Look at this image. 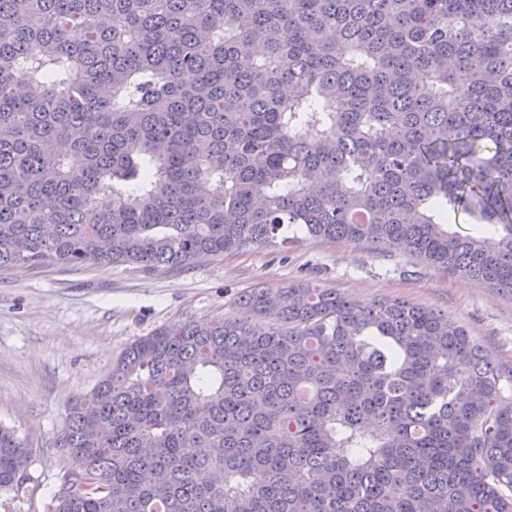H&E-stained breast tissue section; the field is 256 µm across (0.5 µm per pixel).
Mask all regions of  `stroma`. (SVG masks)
Here are the masks:
<instances>
[{"instance_id":"stroma-1","label":"stroma","mask_w":512,"mask_h":512,"mask_svg":"<svg viewBox=\"0 0 512 512\" xmlns=\"http://www.w3.org/2000/svg\"><path fill=\"white\" fill-rule=\"evenodd\" d=\"M305 281L370 302L404 299L465 326L497 368L512 370V294L361 243L299 237L189 268L46 266L0 274V424L33 449L30 491L0 512H48L65 472L67 406L90 393L136 338L177 321L244 317L255 287Z\"/></svg>"}]
</instances>
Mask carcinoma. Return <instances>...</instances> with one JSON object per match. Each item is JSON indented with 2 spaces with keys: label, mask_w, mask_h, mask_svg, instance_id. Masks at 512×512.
Instances as JSON below:
<instances>
[{
  "label": "carcinoma",
  "mask_w": 512,
  "mask_h": 512,
  "mask_svg": "<svg viewBox=\"0 0 512 512\" xmlns=\"http://www.w3.org/2000/svg\"><path fill=\"white\" fill-rule=\"evenodd\" d=\"M294 224L512 293V0H0V271ZM240 303L69 404L53 512H512V398L462 325L304 282ZM31 453L0 424V495ZM448 229L452 232H460L474 236H490L495 232L491 224H479L472 216L464 211H458L451 215V225Z\"/></svg>",
  "instance_id": "obj_1"
}]
</instances>
